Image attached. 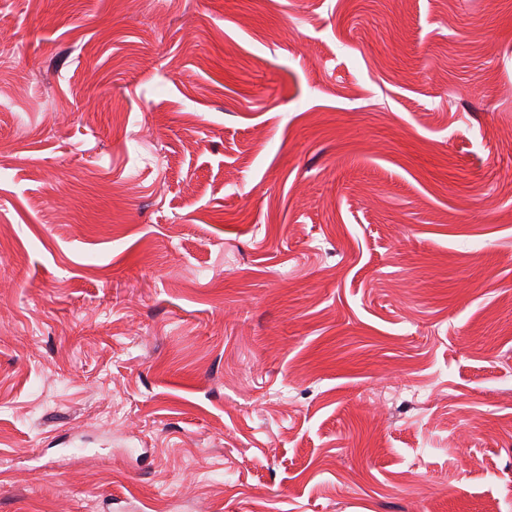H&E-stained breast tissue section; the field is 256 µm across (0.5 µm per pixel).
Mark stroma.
<instances>
[{"label":"stroma","instance_id":"1","mask_svg":"<svg viewBox=\"0 0 512 512\" xmlns=\"http://www.w3.org/2000/svg\"><path fill=\"white\" fill-rule=\"evenodd\" d=\"M0 98V512H512V0H0Z\"/></svg>","mask_w":512,"mask_h":512}]
</instances>
